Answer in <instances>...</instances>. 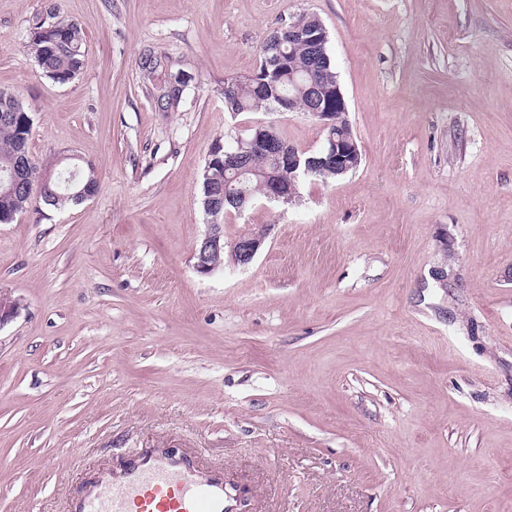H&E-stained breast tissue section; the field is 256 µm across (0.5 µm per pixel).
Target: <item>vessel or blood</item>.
<instances>
[{
	"mask_svg": "<svg viewBox=\"0 0 512 512\" xmlns=\"http://www.w3.org/2000/svg\"><path fill=\"white\" fill-rule=\"evenodd\" d=\"M222 472L187 457L148 450L126 466L106 470L67 512H237Z\"/></svg>",
	"mask_w": 512,
	"mask_h": 512,
	"instance_id": "1",
	"label": "vessel or blood"
}]
</instances>
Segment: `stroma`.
Returning <instances> with one entry per match:
<instances>
[{
  "label": "stroma",
  "instance_id": "obj_1",
  "mask_svg": "<svg viewBox=\"0 0 512 512\" xmlns=\"http://www.w3.org/2000/svg\"><path fill=\"white\" fill-rule=\"evenodd\" d=\"M49 4L85 34L66 85L25 48ZM302 13L362 163L228 213L262 249L200 274L212 147L258 121L324 143L224 106ZM149 54L189 75L178 111ZM0 88L40 166L98 181L0 224V512H65L145 448L223 468L247 512H512V0H0ZM146 91L157 101L161 112H171L178 108L190 77L181 70H174L165 57L147 55L142 62Z\"/></svg>",
  "mask_w": 512,
  "mask_h": 512
}]
</instances>
